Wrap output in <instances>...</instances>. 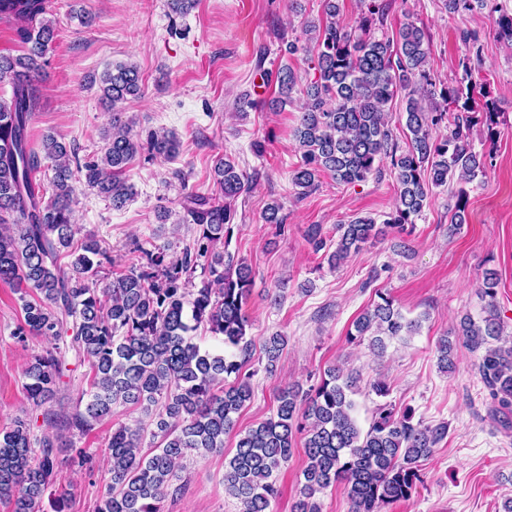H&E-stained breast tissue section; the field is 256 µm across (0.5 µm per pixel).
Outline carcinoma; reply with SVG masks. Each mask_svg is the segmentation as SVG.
Masks as SVG:
<instances>
[{"label":"carcinoma","mask_w":512,"mask_h":512,"mask_svg":"<svg viewBox=\"0 0 512 512\" xmlns=\"http://www.w3.org/2000/svg\"><path fill=\"white\" fill-rule=\"evenodd\" d=\"M323 19L306 23L311 60L318 72L307 85L306 105L294 136L301 162L292 182L307 193L323 174L352 185L381 176L390 160L397 194L395 211L384 220L403 230L428 205L435 188L470 182L485 172L491 154L473 150L471 131L486 125L489 141L498 134V112L483 104L475 114L470 59L461 62L467 88L448 86L435 97L428 69V35L409 21L396 37L378 38L388 0H367V10L349 27L339 17L338 0H322ZM49 0H0V20L17 21L20 55L0 53V81L11 85V96L0 97V282L24 289L23 321L12 336L20 342L44 336L62 342L34 356L24 375L26 398L35 408L52 402L63 382L66 352L88 360L92 372L84 408L63 420L84 434L93 423L112 414L117 404L139 405L157 414L158 448L141 451V427L120 425L112 430L106 466L111 482L97 512H163V502L180 462L194 451L201 456L224 451V436L237 432L235 453L224 463V493L239 500L241 512H268L278 494L276 474L293 454L295 436H305L307 464L302 470L301 499L296 512H320L317 495L339 483L351 512H380L381 507L407 500L422 483L420 463L432 456L447 426L414 421L408 411L396 415L392 404L377 405L369 429L353 416L355 378L336 366L307 391L281 389L269 419L236 431V415L250 400L251 375L241 374L251 352L247 339L246 304L252 292V268L224 257L235 203L247 192L244 174L229 159L216 160L219 193L190 190L182 201L185 224L197 236L172 258L165 247L135 244L139 262L105 283L98 277L107 253L98 240L84 239L80 253L74 241L75 182L83 183L120 210L133 197L123 178L126 166L148 148L170 157L179 142L149 132L146 141L132 133V122L112 113L113 132L105 135L101 155L80 162L75 148L53 135L34 146L30 124L40 93L36 83L53 43L55 28L46 18ZM101 100L112 106L141 94L139 69L119 63L101 79ZM296 85L294 70L276 71L275 102H288ZM405 99L406 149H399L388 119V105ZM448 122V134L437 133ZM51 163L52 192L35 180L44 161ZM468 198L455 195L449 230L464 222ZM381 229L372 217H356L336 225V249L328 262L338 265L363 249ZM72 255L69 268L62 255ZM203 266L208 279L194 287L193 274ZM496 274L487 271L480 283L486 301L476 320L461 315L450 334L439 341L438 365L454 367L457 343L478 354L476 369L492 403V416L512 427V341L504 339L498 311ZM204 327L223 337L238 354L203 348L191 332ZM417 320L406 319L394 300L379 302L354 322L352 340L368 339L383 355L387 342L415 334ZM281 334L264 340L266 371H275L285 346ZM234 381L226 383V378ZM59 437L35 435L31 424L15 419L0 429V502L11 512H39L46 492L59 473L55 453Z\"/></svg>","instance_id":"obj_1"}]
</instances>
